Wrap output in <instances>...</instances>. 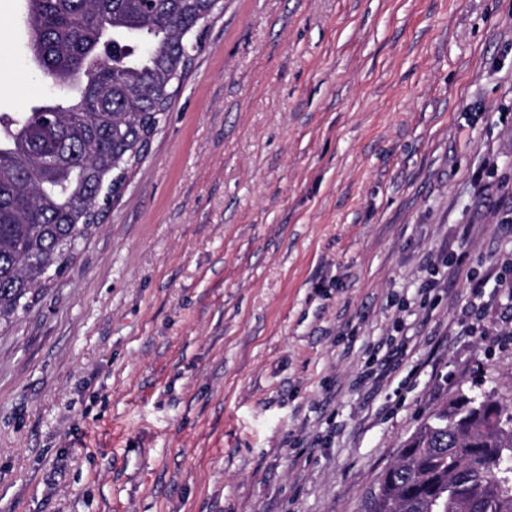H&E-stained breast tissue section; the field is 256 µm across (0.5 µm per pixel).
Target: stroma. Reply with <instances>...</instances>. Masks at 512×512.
Instances as JSON below:
<instances>
[{
	"mask_svg": "<svg viewBox=\"0 0 512 512\" xmlns=\"http://www.w3.org/2000/svg\"><path fill=\"white\" fill-rule=\"evenodd\" d=\"M45 96L0 0V112ZM509 215L512 0H226L0 332V512H364L456 391L512 398Z\"/></svg>",
	"mask_w": 512,
	"mask_h": 512,
	"instance_id": "obj_1",
	"label": "stroma"
}]
</instances>
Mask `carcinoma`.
<instances>
[{
    "label": "carcinoma",
    "instance_id": "obj_1",
    "mask_svg": "<svg viewBox=\"0 0 512 512\" xmlns=\"http://www.w3.org/2000/svg\"><path fill=\"white\" fill-rule=\"evenodd\" d=\"M52 93L0 114V324L60 277L147 155L221 0H24ZM365 512H512V401L458 392L406 440Z\"/></svg>",
    "mask_w": 512,
    "mask_h": 512
}]
</instances>
